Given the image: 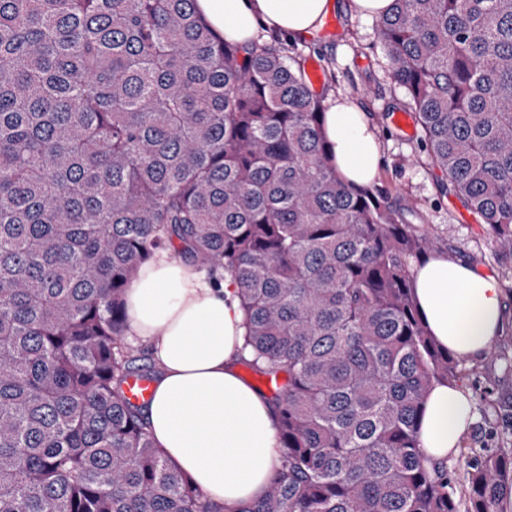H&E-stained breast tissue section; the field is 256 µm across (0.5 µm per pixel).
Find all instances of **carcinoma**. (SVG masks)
<instances>
[{
	"label": "carcinoma",
	"instance_id": "1",
	"mask_svg": "<svg viewBox=\"0 0 512 512\" xmlns=\"http://www.w3.org/2000/svg\"><path fill=\"white\" fill-rule=\"evenodd\" d=\"M429 165L512 269V0H392L376 18ZM326 106L278 47L194 0H0V512H219L153 443L124 307L156 254L222 269L241 363L274 385L276 474L253 512H497L512 448L460 510L419 419L471 375L412 298L434 246L343 182Z\"/></svg>",
	"mask_w": 512,
	"mask_h": 512
}]
</instances>
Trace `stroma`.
I'll return each instance as SVG.
<instances>
[{
	"label": "stroma",
	"mask_w": 512,
	"mask_h": 512,
	"mask_svg": "<svg viewBox=\"0 0 512 512\" xmlns=\"http://www.w3.org/2000/svg\"><path fill=\"white\" fill-rule=\"evenodd\" d=\"M352 0H335L330 13L332 31H319L305 38H280V48L290 61L309 66L317 63L323 80L319 94H340L357 102L373 119L382 163L372 184L374 192L396 204L410 200L416 210L412 221L427 230L439 252L453 254L495 275L506 302L504 328L493 350L477 357L480 371L463 385L473 408V422L464 435L458 456L449 458L448 474L457 496L468 497V461L512 441V376L504 375L496 354H512V272L497 266L491 258V244L480 218L454 194L441 193L436 170L427 163L421 149L420 131L404 134L392 121L397 112L408 109L404 90L388 73V60L374 19L357 15Z\"/></svg>",
	"instance_id": "obj_1"
}]
</instances>
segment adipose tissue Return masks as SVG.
I'll list each match as a JSON object with an SVG mask.
<instances>
[{
  "label": "adipose tissue",
  "mask_w": 512,
  "mask_h": 512,
  "mask_svg": "<svg viewBox=\"0 0 512 512\" xmlns=\"http://www.w3.org/2000/svg\"><path fill=\"white\" fill-rule=\"evenodd\" d=\"M195 7L219 36L249 42L262 32L312 34L331 0H195ZM323 132L338 174L371 184L381 155L359 105L340 95L330 99ZM413 291L441 348L476 357L502 333L498 279L461 258L429 257L415 268ZM125 302L131 334L148 341L160 369L144 410L155 446L222 512H243L264 497L280 450L273 403L239 371L246 328L236 285L162 253L142 266ZM471 413L461 387L434 383L420 420L425 455L447 464L459 451Z\"/></svg>",
  "instance_id": "obj_1"
}]
</instances>
